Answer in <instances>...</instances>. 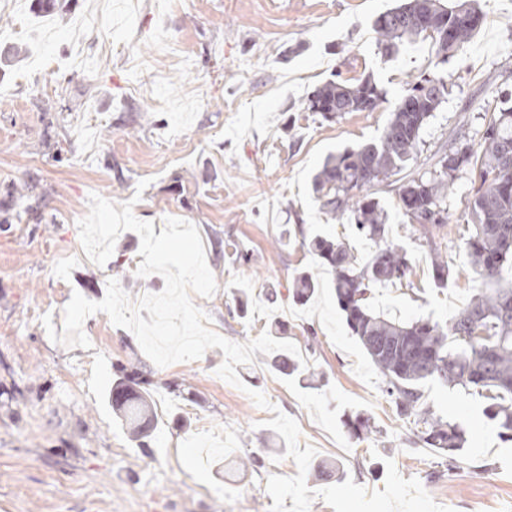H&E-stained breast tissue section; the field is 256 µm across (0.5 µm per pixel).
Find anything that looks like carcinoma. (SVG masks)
Here are the masks:
<instances>
[{
    "mask_svg": "<svg viewBox=\"0 0 512 512\" xmlns=\"http://www.w3.org/2000/svg\"><path fill=\"white\" fill-rule=\"evenodd\" d=\"M482 15L477 0H402L374 21L377 47L388 60L399 46L420 36L431 40L439 61L460 51L477 28L462 21L464 14ZM446 24L451 35L428 33L427 24ZM450 90L438 76H422L409 84L381 135L355 149L330 154L313 177L321 210L332 221L348 219L376 245L361 263L348 243L321 235L303 239L301 246L317 255L332 275L336 300L351 335L362 345L382 377V392L397 415L413 425L426 445L446 456L448 470L459 465L466 434L459 423L433 410L423 386L436 381L488 400L486 417L499 428V437L512 442V93L481 116L479 148L455 138L448 149L433 155L426 168H413L421 134L445 102ZM386 92L371 77L353 82L329 80L304 102L303 110L333 121L344 112H374ZM470 176L473 198L465 205L472 234L464 241L471 272L481 281L469 303L451 320L403 322L376 313L369 304L378 284L409 280L408 252L386 239L387 213L376 192H393L398 205L425 236L448 224V191ZM435 286H448L453 270L447 256L432 249ZM319 282L309 271L294 279L291 297L304 305ZM271 365L281 374L302 380L323 377L279 354ZM112 407L123 413L137 435L149 436L153 414L144 398L152 385L151 372L136 360L116 367ZM346 426L358 441L377 434L362 413L350 415Z\"/></svg>",
    "mask_w": 512,
    "mask_h": 512,
    "instance_id": "carcinoma-1",
    "label": "carcinoma"
}]
</instances>
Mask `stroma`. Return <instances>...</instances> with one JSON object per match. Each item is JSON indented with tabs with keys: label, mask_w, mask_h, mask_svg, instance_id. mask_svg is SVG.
I'll list each match as a JSON object with an SVG mask.
<instances>
[{
	"label": "stroma",
	"mask_w": 512,
	"mask_h": 512,
	"mask_svg": "<svg viewBox=\"0 0 512 512\" xmlns=\"http://www.w3.org/2000/svg\"><path fill=\"white\" fill-rule=\"evenodd\" d=\"M398 2L138 0L128 12L102 0H0V512H270L268 477L297 473L284 439L266 425L275 408L298 421L301 445L316 449L313 465L341 466L367 489H383L390 458L454 512H512V443L500 440L483 399L425 388L427 404L466 431L463 462L447 473L383 396L330 274L300 245L302 234L319 233L348 242L361 259L374 251L348 220H327L312 177L328 154L377 139L408 82L435 72L452 88L423 131L421 163L512 92V0H479L481 29L443 65L423 38L390 60L378 55L374 21ZM338 75L373 76L386 103L332 122L302 109ZM57 96L62 111H45ZM23 182L42 195L37 210L7 196V185ZM93 194L132 202L158 231L168 217L196 225L217 289L192 300L209 328L244 343L280 320L324 382L284 377L258 354L237 366V387L217 374L218 348L154 367L135 335L102 312L84 322L90 348L51 340L42 319L63 313L73 293L102 300L114 279L135 302L164 288L160 275L138 276L135 232L119 235L105 265L81 260L77 223ZM472 195L464 178L448 202L443 244L457 276L444 289L433 283L425 240L396 196L384 195L387 238L408 251L413 269L410 285L374 288L375 312L443 321L467 304L478 286L462 239ZM304 270L320 288L301 306L288 291ZM135 354L152 368L157 415L145 449L109 397L114 365ZM176 379L194 401L168 393ZM252 389L271 409L251 400ZM347 411L370 416L378 440H352ZM258 449L263 468L225 481L219 460Z\"/></svg>",
	"instance_id": "obj_1"
}]
</instances>
